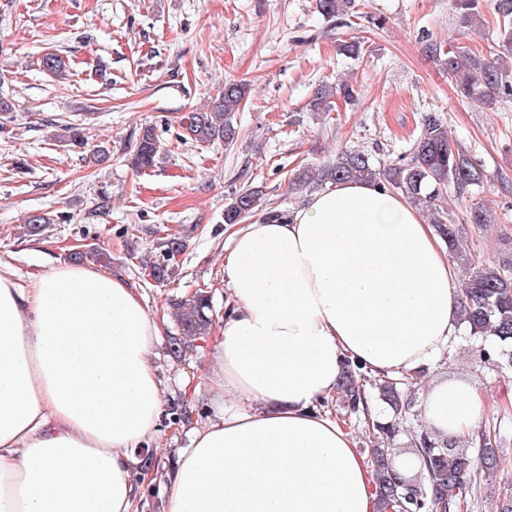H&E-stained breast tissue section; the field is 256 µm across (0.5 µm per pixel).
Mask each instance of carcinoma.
<instances>
[{
	"instance_id": "1",
	"label": "carcinoma",
	"mask_w": 512,
	"mask_h": 512,
	"mask_svg": "<svg viewBox=\"0 0 512 512\" xmlns=\"http://www.w3.org/2000/svg\"><path fill=\"white\" fill-rule=\"evenodd\" d=\"M489 9L498 17V38L504 55L488 58L481 52L463 46L443 49L442 45L422 36L425 52L440 63L454 81L457 94L464 99H477L491 104L498 98L512 97V0H487ZM357 0H317L318 11L328 19L357 17ZM451 8L463 34L468 35L482 25V0H451ZM43 69L58 79L66 77L62 57L47 53L41 60ZM248 86L242 82H228L212 102L208 111L193 112L183 129L197 143L215 139L230 142L236 128L235 112L245 100ZM333 97L352 102L357 97L353 85L338 82L318 89L312 108L319 109ZM161 151V143L154 128L147 127L139 135L127 162L136 172L152 168ZM486 178L483 167L474 161L460 141L452 135L448 124L435 112L422 118L419 132L413 140L407 161L379 166L371 154L361 150H345L336 161L314 169L299 170L292 184L303 187L346 181L373 182L387 190H394L414 207L432 212L436 234L448 245V256L461 270L460 300L464 323L472 336H485L489 342L479 346V356L512 367V262L493 265L476 253L462 248L464 225L489 224L493 217L490 207L477 197ZM461 206V222L448 217L439 200L448 189ZM262 191L247 189L235 194L224 208V223L239 224L261 206ZM53 223L45 214L26 216L28 232L36 236L43 225ZM170 314L178 327V335L170 337V352L179 357L185 348V338H204L210 334L213 309L207 292L200 289L189 296L171 300ZM377 390V400L396 416L409 411V402L403 394L415 389L416 377L377 376L372 378L350 364L345 365L338 387L350 413L360 415L372 403L366 385ZM399 422H374L376 436L391 443L395 440ZM427 474V486L418 488L393 465L390 448L371 449L375 493L380 512H470L475 505L476 487L480 474L508 469L497 447V435L483 430L478 436L477 448L469 450L456 444L438 441L426 432H420L414 441Z\"/></svg>"
}]
</instances>
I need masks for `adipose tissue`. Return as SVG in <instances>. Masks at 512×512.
I'll return each mask as SVG.
<instances>
[{
  "label": "adipose tissue",
  "mask_w": 512,
  "mask_h": 512,
  "mask_svg": "<svg viewBox=\"0 0 512 512\" xmlns=\"http://www.w3.org/2000/svg\"><path fill=\"white\" fill-rule=\"evenodd\" d=\"M234 306L205 381L214 414L168 476L164 512H377L350 431L318 410L345 362L414 373L462 325L457 272L432 225L368 182L314 194L281 218L228 229ZM161 325L125 279L61 262L20 282L0 261V512H137L152 481L164 388ZM468 384L426 390L429 434L479 435Z\"/></svg>",
  "instance_id": "adipose-tissue-1"
}]
</instances>
